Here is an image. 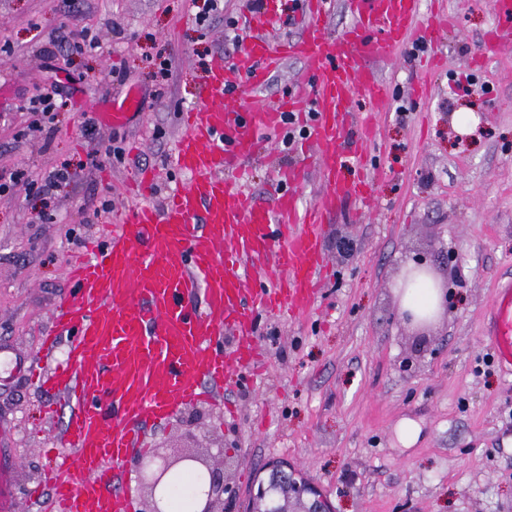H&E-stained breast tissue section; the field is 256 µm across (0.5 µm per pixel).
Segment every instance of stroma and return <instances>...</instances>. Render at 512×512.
<instances>
[{
	"label": "stroma",
	"mask_w": 512,
	"mask_h": 512,
	"mask_svg": "<svg viewBox=\"0 0 512 512\" xmlns=\"http://www.w3.org/2000/svg\"><path fill=\"white\" fill-rule=\"evenodd\" d=\"M252 0H224V15L202 27L192 0H0V170L38 174L67 163L77 170L52 221L38 224L25 186L0 196V467L12 512H41L49 496L42 474L47 448L59 443L64 412L42 415L50 396L33 386L20 362L36 358L50 314L69 290L67 265L83 241L137 204H158L184 187L171 163L187 112L206 103L212 65L230 63L246 31ZM457 26L411 57L438 11ZM119 23L122 36L112 34ZM496 18L489 0H420L404 43L374 63L391 97L408 98L428 81L426 100L405 117L388 111L369 147L344 137L338 179L364 188V200L340 202L323 226L328 265L320 293L302 314H263L253 339L265 365L239 369L213 402L182 409L151 429L144 455L121 465L138 512L149 492L139 482L143 458L194 455L224 472V512H250L256 479L272 462L300 471L335 512H512V375L490 340L493 305L512 280V38L488 45ZM90 29L101 48L78 55L58 46L60 31ZM165 52L172 76L152 97L151 56ZM121 82L106 80L111 69ZM302 61L291 59L242 103H271L297 92ZM55 84L69 99L53 135L28 129L14 106ZM137 115L95 135L126 139L122 165L87 167L86 117L107 111L128 89ZM476 119L468 132L454 120ZM299 143H263L248 184L271 205L273 168L299 159ZM149 193L136 183L147 170ZM110 211L92 215L101 191ZM425 259L448 302L417 326L400 311L398 281ZM411 370H404L405 361ZM418 436L402 445L398 427Z\"/></svg>",
	"instance_id": "1"
}]
</instances>
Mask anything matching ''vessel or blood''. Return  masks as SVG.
<instances>
[{
	"mask_svg": "<svg viewBox=\"0 0 512 512\" xmlns=\"http://www.w3.org/2000/svg\"><path fill=\"white\" fill-rule=\"evenodd\" d=\"M344 5L352 24L340 36L321 22L324 0H306L295 39L273 37V16H247L246 45L232 66L213 68L206 105L186 113L176 140L173 161L187 188L161 206L135 207L68 267L73 292L54 309L41 361L28 370L69 409L62 439L73 460L48 470L44 512H133L132 499L115 486V468L146 448V425L214 399L234 365L257 364L251 337L259 313L307 305L325 265L317 226L352 192L336 178L340 143L354 122L375 143L374 115L390 99L371 64L392 55L419 11V0ZM289 58L306 65L304 91L272 104L226 107L234 75L258 89ZM359 91L374 102L361 118L349 108ZM137 106L126 94L104 121L123 125ZM289 113L310 129L325 186L304 212L291 186L305 169L278 171L269 207L224 180L228 166L246 171L260 135L276 132ZM227 332L240 339L231 354L220 341ZM63 335L71 341L59 360ZM490 338L500 369L512 375V281L497 295Z\"/></svg>",
	"mask_w": 512,
	"mask_h": 512,
	"instance_id": "1",
	"label": "vessel or blood"
}]
</instances>
